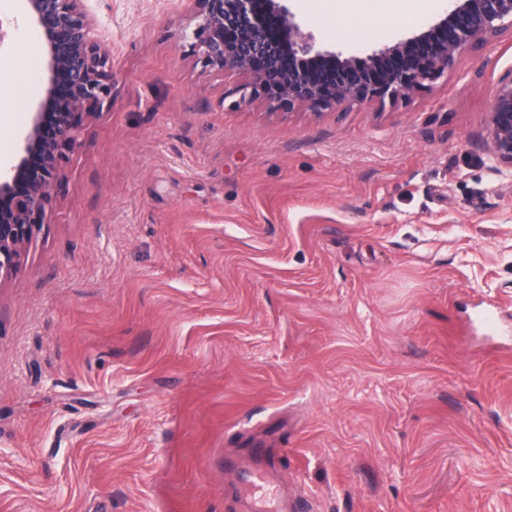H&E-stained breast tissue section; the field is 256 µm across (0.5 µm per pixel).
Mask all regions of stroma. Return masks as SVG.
<instances>
[{
    "label": "stroma",
    "mask_w": 512,
    "mask_h": 512,
    "mask_svg": "<svg viewBox=\"0 0 512 512\" xmlns=\"http://www.w3.org/2000/svg\"><path fill=\"white\" fill-rule=\"evenodd\" d=\"M7 0L0 82L42 66ZM112 98L0 282V512H512V36L395 104L316 117L203 68L192 0H89ZM363 53L438 16L292 0ZM495 307L496 331L480 316ZM485 131L492 171L512 174V67L497 79ZM249 483H253L247 489L251 507L248 512H288V505H284L279 494L277 476L274 467L262 462L256 467L251 475ZM261 492L259 496L255 494Z\"/></svg>",
    "instance_id": "stroma-1"
}]
</instances>
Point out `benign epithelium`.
<instances>
[{
    "mask_svg": "<svg viewBox=\"0 0 512 512\" xmlns=\"http://www.w3.org/2000/svg\"><path fill=\"white\" fill-rule=\"evenodd\" d=\"M21 2L40 35L45 65L21 155L0 164V281L42 228L84 120L112 96L109 53L96 38L98 19L87 0ZM193 2L202 66L242 75L241 100L261 98L275 112L320 115L353 101L392 105L512 32V0H448V9L412 36L356 55L317 47L289 0ZM485 131L492 171L512 172V67L497 79Z\"/></svg>",
    "mask_w": 512,
    "mask_h": 512,
    "instance_id": "7a95c632",
    "label": "benign epithelium"
}]
</instances>
